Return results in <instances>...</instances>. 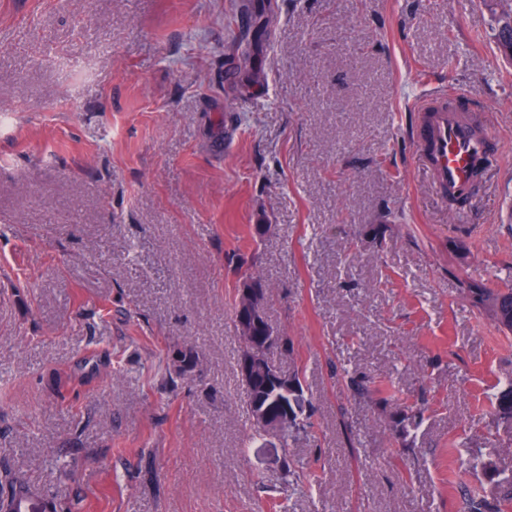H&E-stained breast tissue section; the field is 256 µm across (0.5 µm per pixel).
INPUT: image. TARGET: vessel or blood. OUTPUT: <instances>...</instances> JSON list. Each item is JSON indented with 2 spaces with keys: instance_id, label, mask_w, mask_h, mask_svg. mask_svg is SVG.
<instances>
[{
  "instance_id": "1",
  "label": "vessel or blood",
  "mask_w": 512,
  "mask_h": 512,
  "mask_svg": "<svg viewBox=\"0 0 512 512\" xmlns=\"http://www.w3.org/2000/svg\"><path fill=\"white\" fill-rule=\"evenodd\" d=\"M424 160L444 196H469L490 169L497 148L482 116L450 104L447 95L418 98Z\"/></svg>"
}]
</instances>
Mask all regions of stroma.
I'll use <instances>...</instances> for the list:
<instances>
[{"mask_svg": "<svg viewBox=\"0 0 512 512\" xmlns=\"http://www.w3.org/2000/svg\"><path fill=\"white\" fill-rule=\"evenodd\" d=\"M274 4L266 30L227 18L261 0H0V461L79 512H462L465 485L512 512V334L461 292L512 278V0ZM433 91L501 143L455 207ZM245 273L304 379L285 448L237 370ZM387 386L422 411L404 443ZM494 399L499 420L506 425L512 424V376L507 379Z\"/></svg>", "mask_w": 512, "mask_h": 512, "instance_id": "obj_1", "label": "stroma"}]
</instances>
